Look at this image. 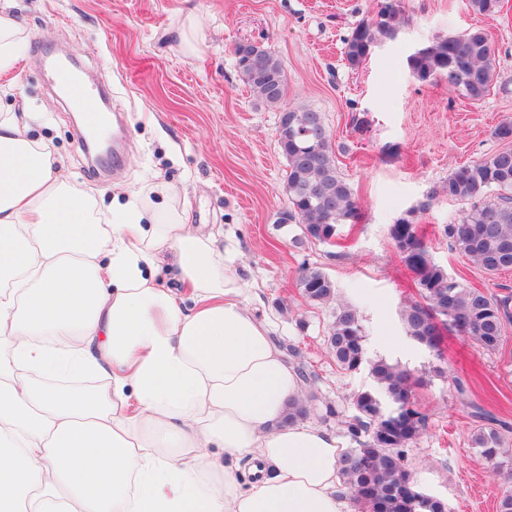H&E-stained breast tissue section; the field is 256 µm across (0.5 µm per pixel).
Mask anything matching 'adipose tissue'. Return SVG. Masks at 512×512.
Returning <instances> with one entry per match:
<instances>
[{
	"label": "adipose tissue",
	"instance_id": "ef3b65f1",
	"mask_svg": "<svg viewBox=\"0 0 512 512\" xmlns=\"http://www.w3.org/2000/svg\"><path fill=\"white\" fill-rule=\"evenodd\" d=\"M11 7L0 77L28 41ZM49 123L0 106V512H351L342 443L288 419L301 381L235 243L166 183L108 200L63 178Z\"/></svg>",
	"mask_w": 512,
	"mask_h": 512
}]
</instances>
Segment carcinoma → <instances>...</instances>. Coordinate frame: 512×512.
<instances>
[{
  "label": "carcinoma",
  "instance_id": "cac0c4a2",
  "mask_svg": "<svg viewBox=\"0 0 512 512\" xmlns=\"http://www.w3.org/2000/svg\"><path fill=\"white\" fill-rule=\"evenodd\" d=\"M474 11L488 17L502 9L501 0H470ZM401 0H385L376 17L360 22L345 39L344 60L355 70L363 65L381 39L394 38L403 19ZM259 67L236 60L243 81L270 107H281L285 72L272 48L252 46ZM412 76L419 81L446 80L448 88L478 101L491 86L496 70L488 35L481 30L436 37L407 58ZM494 136L505 142L487 158L454 168L442 186L448 199L468 204L460 220L444 227L454 248L488 274L512 269V122L500 124ZM277 143L286 160L288 208L277 223L299 224L308 241L329 243L338 226L360 219L358 203L349 182L338 171L335 149L321 113L312 109L281 112ZM414 211L388 227L389 238L420 292L421 301L405 307L401 320L407 335L441 354L445 335L455 332L493 352L502 341L505 319L512 302L488 297L481 289L448 281L446 269L436 263L413 224ZM298 288L311 305L330 302L336 294L333 281L320 269L303 266ZM365 334L358 313L339 306L327 325L326 344L337 365L348 372L368 367L372 385L352 396L353 414L344 421V434L353 447L340 457V474L353 500L365 512H421L417 491H408L411 474L406 469L407 447L422 432L424 415L411 401L410 370L386 359L370 360L364 352ZM397 404L411 417L404 429L383 438L370 428L368 413ZM473 447L498 471L504 454L499 432L481 428Z\"/></svg>",
  "mask_w": 512,
  "mask_h": 512
}]
</instances>
